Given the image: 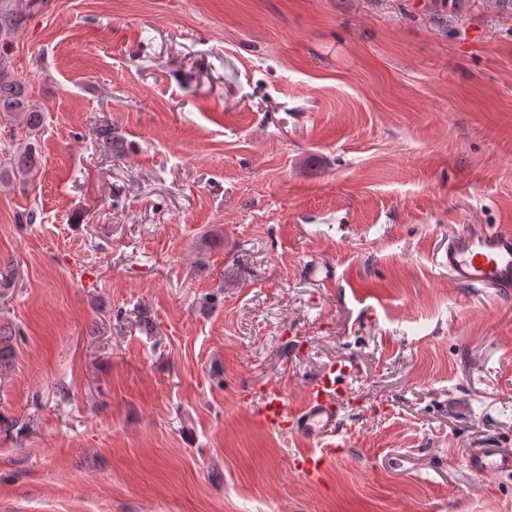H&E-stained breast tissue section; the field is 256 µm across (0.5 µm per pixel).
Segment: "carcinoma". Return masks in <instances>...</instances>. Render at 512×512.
Instances as JSON below:
<instances>
[{"mask_svg":"<svg viewBox=\"0 0 512 512\" xmlns=\"http://www.w3.org/2000/svg\"><path fill=\"white\" fill-rule=\"evenodd\" d=\"M26 15L13 8V0H0V114L12 115L26 131L28 143L24 150L9 159V165L0 168V184L35 182L40 169L37 136L44 127V112L28 95L26 83L14 77L11 66V38L22 27ZM93 136L113 152H119L112 138V127L102 124L93 130ZM14 356L12 332L0 327V367L11 364Z\"/></svg>","mask_w":512,"mask_h":512,"instance_id":"carcinoma-1","label":"carcinoma"}]
</instances>
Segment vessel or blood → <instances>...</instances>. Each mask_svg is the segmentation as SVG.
Listing matches in <instances>:
<instances>
[{
	"label": "vessel or blood",
	"instance_id": "b4317fda",
	"mask_svg": "<svg viewBox=\"0 0 512 512\" xmlns=\"http://www.w3.org/2000/svg\"><path fill=\"white\" fill-rule=\"evenodd\" d=\"M448 270L463 286L512 288V232L493 231L448 244ZM354 365L331 361L306 386L300 407L289 406L283 388H271L255 410L257 420L270 428H289L303 444L297 454L300 471L319 475L334 463L336 454L327 439L338 436L341 405L349 395Z\"/></svg>",
	"mask_w": 512,
	"mask_h": 512
}]
</instances>
